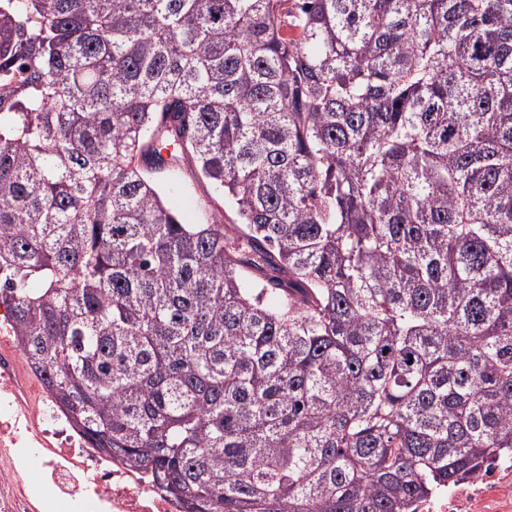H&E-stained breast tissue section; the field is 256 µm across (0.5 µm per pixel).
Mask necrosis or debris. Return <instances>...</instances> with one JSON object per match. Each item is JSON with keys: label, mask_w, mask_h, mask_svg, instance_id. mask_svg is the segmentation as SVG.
I'll use <instances>...</instances> for the list:
<instances>
[{"label": "necrosis or debris", "mask_w": 512, "mask_h": 512, "mask_svg": "<svg viewBox=\"0 0 512 512\" xmlns=\"http://www.w3.org/2000/svg\"><path fill=\"white\" fill-rule=\"evenodd\" d=\"M23 360L0 322V512H187L150 474L90 447ZM32 456L40 459L36 484L27 473ZM411 512H512V449L436 487Z\"/></svg>", "instance_id": "obj_1"}]
</instances>
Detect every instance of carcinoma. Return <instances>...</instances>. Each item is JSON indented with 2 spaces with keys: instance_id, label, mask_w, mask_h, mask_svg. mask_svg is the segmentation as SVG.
<instances>
[{
  "instance_id": "obj_1",
  "label": "carcinoma",
  "mask_w": 512,
  "mask_h": 512,
  "mask_svg": "<svg viewBox=\"0 0 512 512\" xmlns=\"http://www.w3.org/2000/svg\"><path fill=\"white\" fill-rule=\"evenodd\" d=\"M0 307L188 512L477 471L512 448V0H0ZM208 189L204 182L187 177L183 192L172 200V205L181 214L184 222L194 223L207 207Z\"/></svg>"
}]
</instances>
